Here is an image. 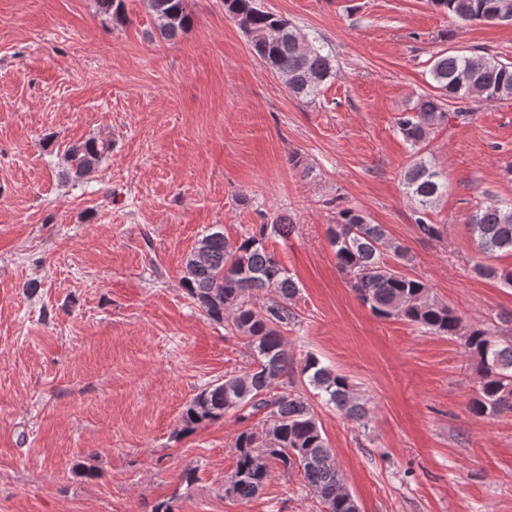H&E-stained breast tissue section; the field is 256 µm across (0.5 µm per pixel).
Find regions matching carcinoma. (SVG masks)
Segmentation results:
<instances>
[{"label": "carcinoma", "instance_id": "cac0c4a2", "mask_svg": "<svg viewBox=\"0 0 512 512\" xmlns=\"http://www.w3.org/2000/svg\"><path fill=\"white\" fill-rule=\"evenodd\" d=\"M448 15L465 22H495V12H512V0H431ZM166 39H174L192 23L186 0H148ZM232 19L250 36L252 55L288 81L296 97L312 99L320 87L336 78L334 59L324 46L303 39L295 26L273 12L261 9L257 0H224ZM436 94H426L396 125L402 137L416 149L427 143L434 128L448 121L447 103H461L457 117L474 111L473 103L512 99V63L493 56L450 51L438 55L430 67ZM112 152V142L88 139L67 150L63 175L78 181L98 168ZM405 195L412 203L413 221L427 238L441 235L439 225L427 222L429 210L448 191L442 175L423 157L404 173ZM469 225L479 251L492 256L512 253V203L477 208ZM279 218L252 224L231 240L220 228L199 240L197 253L185 262L181 281L187 294L212 320L247 340L250 361L239 373L209 385L184 407L181 431L192 433L221 420L232 409L250 408L265 414V428L246 430L235 440V467L224 493L241 502L254 498L271 477L273 465L298 469L306 487L328 512H358L355 498L343 485L340 470L328 446L322 425L311 403L289 390L301 376L326 404L347 417H366L365 404L356 396L348 378L313 355L294 367L281 328L295 319L288 307L298 293L292 280L267 242L288 232ZM328 236L339 270L350 281L362 304L381 319L400 318L434 334L458 336L469 356L477 360L480 381L468 403L469 412L486 418L512 412V344H503L486 329L471 327L461 333L462 318L453 307L436 299L429 286L403 273L409 261L407 249L392 239L385 226L370 223L352 208L338 211ZM391 253L397 264L384 260ZM476 275L512 286V268L478 264ZM259 291H275L281 301L258 306Z\"/></svg>", "mask_w": 512, "mask_h": 512}]
</instances>
